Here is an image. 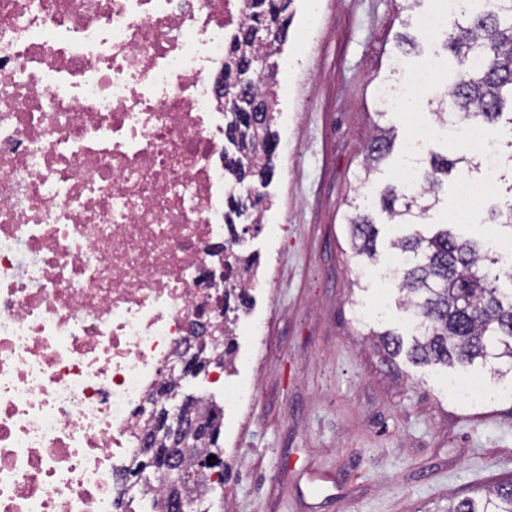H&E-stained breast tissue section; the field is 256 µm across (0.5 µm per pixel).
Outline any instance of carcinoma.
<instances>
[{
    "label": "carcinoma",
    "mask_w": 512,
    "mask_h": 512,
    "mask_svg": "<svg viewBox=\"0 0 512 512\" xmlns=\"http://www.w3.org/2000/svg\"><path fill=\"white\" fill-rule=\"evenodd\" d=\"M264 2L250 0L251 24L231 41L227 64L230 73L249 68L257 59L269 58L265 40L253 30L257 11ZM445 47L459 66L458 79L447 93L458 123L486 126L497 122L504 110L512 113V0H490L485 8L465 5L449 25ZM257 83L259 80L254 79L243 86L237 111L227 116L225 137L235 148L225 167L235 181L224 197L228 224L248 214L243 192L255 183L246 179L254 176L262 183L273 170V153L267 143L274 140L271 126L276 103L271 101L269 90H259ZM258 108L262 109L259 135L242 121L243 114ZM391 148L390 131L379 130L367 148L366 170L389 155ZM465 161V156H433L423 173L421 191L409 196L386 187L380 193L381 210L397 224L406 223L415 208L429 210L430 198L436 196L456 165ZM347 224L354 254L374 260L379 230L371 215L357 213L347 218ZM393 247L406 255L404 266L397 273L399 290L404 293L403 305L414 311L420 324L406 349L400 335L381 333L383 348L396 356L404 352L415 364H472L477 360L504 359L512 374V288H498V276L491 272L500 259L476 241L458 239L447 228L429 237L417 231L409 233L396 238ZM178 387V380L163 387L161 400L154 403L153 423L145 441L157 449L155 457L140 463L129 474L133 487L148 486L153 480L161 482L168 512L180 510L171 499L169 484L163 482L168 470L169 440L162 432L160 417L168 414L171 405L167 400L179 395ZM193 420L198 429L189 436V443L198 450L199 457L213 455L214 462H221V407L214 404L208 411L194 415ZM444 512H512V481L489 488L481 498L464 496L454 500Z\"/></svg>",
    "instance_id": "cac0c4a2"
}]
</instances>
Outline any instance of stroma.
<instances>
[{"instance_id": "stroma-1", "label": "stroma", "mask_w": 512, "mask_h": 512, "mask_svg": "<svg viewBox=\"0 0 512 512\" xmlns=\"http://www.w3.org/2000/svg\"><path fill=\"white\" fill-rule=\"evenodd\" d=\"M439 0H294L283 48L288 96L278 102L279 144L266 191L288 221L275 286L258 295L250 358L223 385L185 378L180 392L225 405L236 417L221 444L235 458L224 485V512H445L449 499L512 478V379L480 364L416 365L389 356L376 333L406 334L397 288L378 287L351 249L345 217L359 204L378 224L377 262L394 256V226L379 192L396 185L410 138L428 125L419 168L432 155L458 152L433 113L455 74L444 34L428 35L417 15ZM414 46L401 50V38ZM435 66L437 79L413 89L419 110L383 103L399 77ZM392 130L390 154L372 171L363 159L377 128ZM459 163L437 204L415 218L425 232L446 223L464 182L480 183L471 217L454 225L462 239L489 243L512 227L489 221L512 206V162L494 182ZM482 377L487 393L457 397L453 381ZM332 467L320 491L309 470Z\"/></svg>"}]
</instances>
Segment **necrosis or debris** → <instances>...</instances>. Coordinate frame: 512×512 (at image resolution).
I'll use <instances>...</instances> for the list:
<instances>
[{"instance_id":"necrosis-or-debris-1","label":"necrosis or debris","mask_w":512,"mask_h":512,"mask_svg":"<svg viewBox=\"0 0 512 512\" xmlns=\"http://www.w3.org/2000/svg\"><path fill=\"white\" fill-rule=\"evenodd\" d=\"M248 0H0V512H131L141 408L259 288L215 93Z\"/></svg>"}]
</instances>
